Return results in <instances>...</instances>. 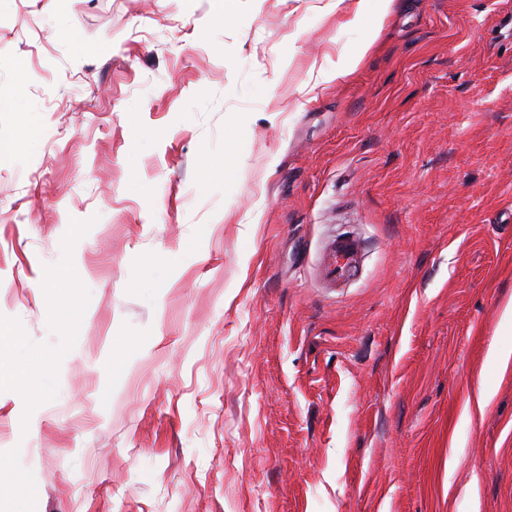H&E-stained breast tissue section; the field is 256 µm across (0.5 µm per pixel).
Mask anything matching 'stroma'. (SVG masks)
Instances as JSON below:
<instances>
[{"label":"stroma","instance_id":"stroma-1","mask_svg":"<svg viewBox=\"0 0 512 512\" xmlns=\"http://www.w3.org/2000/svg\"><path fill=\"white\" fill-rule=\"evenodd\" d=\"M330 4L0 0V512H512V0ZM362 255V243L355 233H338L328 241L323 251L320 276L336 286L345 285L359 275Z\"/></svg>","mask_w":512,"mask_h":512}]
</instances>
